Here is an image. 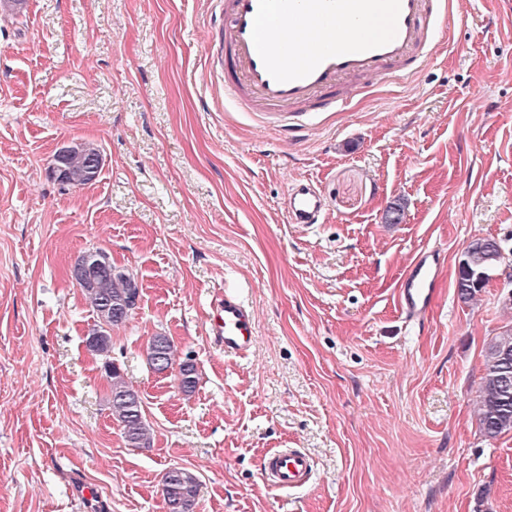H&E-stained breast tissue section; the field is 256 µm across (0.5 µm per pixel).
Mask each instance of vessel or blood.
<instances>
[{"mask_svg": "<svg viewBox=\"0 0 512 512\" xmlns=\"http://www.w3.org/2000/svg\"><path fill=\"white\" fill-rule=\"evenodd\" d=\"M448 6V0H223L224 97L241 111L263 113L279 131L301 132L311 115L344 109L387 74L414 78L439 47ZM326 210L313 182H293L285 199L288 223H320ZM444 259L438 247L412 258L399 287L407 321L426 318ZM210 330L225 354L253 348V313L239 293H225ZM263 471L274 486L291 489L308 482L313 467L307 454L285 448L266 456Z\"/></svg>", "mask_w": 512, "mask_h": 512, "instance_id": "1", "label": "vessel or blood"}]
</instances>
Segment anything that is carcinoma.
I'll return each instance as SVG.
<instances>
[{"mask_svg": "<svg viewBox=\"0 0 512 512\" xmlns=\"http://www.w3.org/2000/svg\"><path fill=\"white\" fill-rule=\"evenodd\" d=\"M100 162L99 150L89 143L66 147V185L78 187L88 184L87 171ZM456 278L459 299L471 302L486 287L489 273L504 260L498 240L479 237L466 246ZM93 312L96 324L85 337L89 352L102 358L103 368L109 381L108 405L128 445L145 448L151 441L148 424L139 393L130 386L121 368L110 360L112 351V327L124 323L134 309L140 291L133 274L112 267L94 277L81 280ZM147 361L156 373L167 371L172 365V345L165 335L152 337L147 347ZM195 365L187 360L180 366L179 388L186 395L197 386ZM479 429L487 439H496L512 432V327L501 331L487 344L483 376L478 395ZM162 491L168 512H193L198 493V482L190 471L174 467L167 470L162 480Z\"/></svg>", "mask_w": 512, "mask_h": 512, "instance_id": "cac0c4a2", "label": "carcinoma"}]
</instances>
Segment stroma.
<instances>
[{"label": "stroma", "mask_w": 512, "mask_h": 512, "mask_svg": "<svg viewBox=\"0 0 512 512\" xmlns=\"http://www.w3.org/2000/svg\"><path fill=\"white\" fill-rule=\"evenodd\" d=\"M451 2L419 75L293 139L225 102L220 0L0 7V512H168L173 467L197 478L194 512H512V433L485 439L476 417L512 305L497 271L476 301L455 288L472 239L512 264V0ZM75 142L101 154L79 188L49 176ZM303 176L328 202L307 228L284 212ZM427 246L445 262L417 325L398 289ZM97 248L140 288L111 358L147 448L112 420L84 344L95 315L71 270ZM228 288L255 318L243 356L209 332ZM158 334L195 363L192 396L177 364L150 369ZM280 448L310 456L305 485L266 480Z\"/></svg>", "instance_id": "obj_1"}]
</instances>
